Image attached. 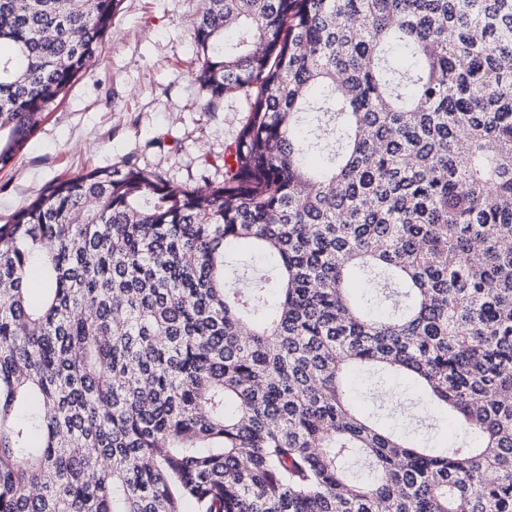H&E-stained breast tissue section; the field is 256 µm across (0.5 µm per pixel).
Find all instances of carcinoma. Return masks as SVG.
Here are the masks:
<instances>
[{
	"instance_id": "1",
	"label": "carcinoma",
	"mask_w": 512,
	"mask_h": 512,
	"mask_svg": "<svg viewBox=\"0 0 512 512\" xmlns=\"http://www.w3.org/2000/svg\"><path fill=\"white\" fill-rule=\"evenodd\" d=\"M120 3L0 0V168ZM192 35L205 111L248 104L223 182L126 161L0 224V512H512V0H205ZM354 365L458 443L364 418Z\"/></svg>"
}]
</instances>
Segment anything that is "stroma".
Returning a JSON list of instances; mask_svg holds the SVG:
<instances>
[{
  "mask_svg": "<svg viewBox=\"0 0 512 512\" xmlns=\"http://www.w3.org/2000/svg\"><path fill=\"white\" fill-rule=\"evenodd\" d=\"M203 0H122L97 59L47 113L14 162L0 169V222L53 181L133 161L170 183L224 180V154L247 117L244 95L205 109L194 80L190 36ZM357 406L386 429L406 431L397 404L423 420L407 379L358 367L349 375Z\"/></svg>",
  "mask_w": 512,
  "mask_h": 512,
  "instance_id": "obj_1",
  "label": "stroma"
}]
</instances>
